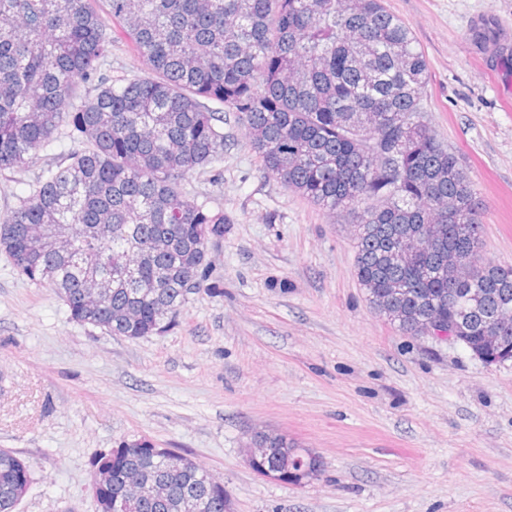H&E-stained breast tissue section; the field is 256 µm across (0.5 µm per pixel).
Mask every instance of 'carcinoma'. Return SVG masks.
Returning a JSON list of instances; mask_svg holds the SVG:
<instances>
[{"label":"carcinoma","mask_w":512,"mask_h":512,"mask_svg":"<svg viewBox=\"0 0 512 512\" xmlns=\"http://www.w3.org/2000/svg\"><path fill=\"white\" fill-rule=\"evenodd\" d=\"M0 0V170L27 168L58 137L74 146L0 214V251L71 317L139 339L171 327L190 290L212 289L206 249L228 220L181 188L224 163L235 114L267 176L352 218L355 273L379 315L410 334L453 323L474 356L512 336V266L484 258L483 204L425 120L428 62L383 0ZM119 33L147 71L101 73ZM224 106L219 112L208 102ZM106 280L83 308L81 289ZM275 458L302 455L265 434ZM0 449V512L25 494ZM164 502L187 512L178 468ZM198 512H230L223 494Z\"/></svg>","instance_id":"1"}]
</instances>
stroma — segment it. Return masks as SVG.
Segmentation results:
<instances>
[{"mask_svg":"<svg viewBox=\"0 0 512 512\" xmlns=\"http://www.w3.org/2000/svg\"><path fill=\"white\" fill-rule=\"evenodd\" d=\"M429 62L424 105L484 204V256L512 265V51L480 50L491 22L512 43V0H384ZM222 180L185 191L223 211L208 245L215 290L140 339L72 320L0 253V448L32 473L16 512H97L93 461L128 441L193 457L232 512H512V361L399 331L367 301L348 220L267 177L228 121ZM0 171V213L45 166ZM288 435L321 460L303 485L246 461L251 435Z\"/></svg>","mask_w":512,"mask_h":512,"instance_id":"obj_1","label":"stroma"}]
</instances>
